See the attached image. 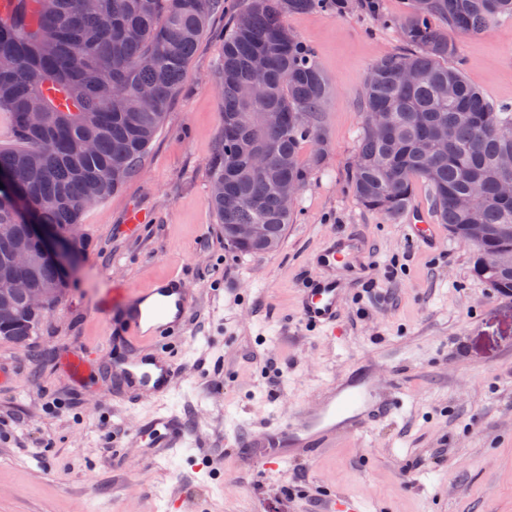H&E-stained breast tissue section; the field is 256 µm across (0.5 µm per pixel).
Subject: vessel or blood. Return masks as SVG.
Instances as JSON below:
<instances>
[{
	"instance_id": "obj_1",
	"label": "vessel or blood",
	"mask_w": 512,
	"mask_h": 512,
	"mask_svg": "<svg viewBox=\"0 0 512 512\" xmlns=\"http://www.w3.org/2000/svg\"><path fill=\"white\" fill-rule=\"evenodd\" d=\"M361 255L356 240L344 236L321 250L319 262L330 271L336 265L357 261ZM342 289V284L330 275L304 286L299 294L303 322L327 336H342L338 320ZM192 302L177 274L131 300L128 333L146 346L124 370L133 395L166 394L174 387L177 367L161 356L159 348L168 337L184 329ZM402 405L399 389L382 390L370 373L340 378L326 388L314 409L269 420L244 440L231 442L230 449L265 471L277 472L289 461L312 458L336 434L355 436L367 431L394 416Z\"/></svg>"
}]
</instances>
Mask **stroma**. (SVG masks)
<instances>
[{"label":"stroma","mask_w":512,"mask_h":512,"mask_svg":"<svg viewBox=\"0 0 512 512\" xmlns=\"http://www.w3.org/2000/svg\"><path fill=\"white\" fill-rule=\"evenodd\" d=\"M224 23L212 16L139 172L84 213V257L28 347L0 340V366L15 375L0 386V512H167L173 499L180 512H326L341 495L366 500L367 512H512V296L472 275V251L447 225L434 247L412 243L402 221L366 211L346 189L365 77L401 49L398 34L358 12L287 16L329 83V153L281 246L242 255L209 203ZM455 40L466 79L512 105V19ZM132 205L150 218L133 235ZM342 232L369 254L334 272L346 289L345 334L333 340L303 326L298 294L323 275L317 252ZM174 273L195 298L172 344L176 383L128 403L123 369L140 349L125 299ZM88 350L97 368L75 383L64 361ZM357 363L400 389L398 414L276 474L226 454L236 435L314 407ZM164 418L178 421V447L142 437Z\"/></svg>","instance_id":"1"}]
</instances>
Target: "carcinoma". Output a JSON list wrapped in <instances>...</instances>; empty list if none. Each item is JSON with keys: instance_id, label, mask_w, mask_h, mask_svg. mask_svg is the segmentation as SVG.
Returning <instances> with one entry per match:
<instances>
[{"instance_id": "cac0c4a2", "label": "carcinoma", "mask_w": 512, "mask_h": 512, "mask_svg": "<svg viewBox=\"0 0 512 512\" xmlns=\"http://www.w3.org/2000/svg\"><path fill=\"white\" fill-rule=\"evenodd\" d=\"M0 15V112L15 145L0 148V171L10 173L44 224L61 229L81 223L85 203L115 194L142 166L161 129L185 66L203 37L209 16L224 0H15ZM359 9L398 29L404 52L379 60L364 82L366 114L385 112L381 132L364 125L348 178L361 207L396 220L411 206L416 182L427 183L432 211L457 241L474 248L472 271L502 295H512V198L501 196L512 170L500 159L512 154V106H496L444 61L458 55L448 32L479 34L489 21L512 19V0H409L401 19L388 16L383 0H250L224 34L219 69L223 127L210 165V195L224 243L245 254L277 249L295 202L281 187L305 186L327 149L321 110L328 85L314 50L293 35L285 16ZM265 58L264 94L250 102L240 86L256 57ZM421 75L403 84L399 69ZM43 112L41 126L26 123ZM265 112L281 121L264 125ZM315 144L307 158L302 145ZM485 202L464 210L457 199L472 186ZM235 224H265L269 242L238 243ZM25 236L11 205L0 201V338L29 341L43 314H33L24 290L9 287L7 247ZM33 284L56 288L65 277L38 265Z\"/></svg>"}]
</instances>
